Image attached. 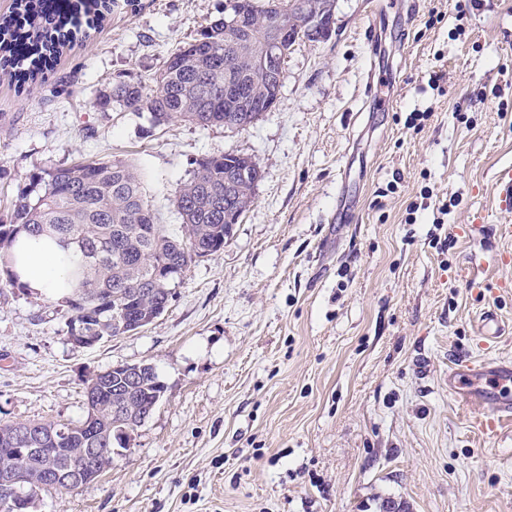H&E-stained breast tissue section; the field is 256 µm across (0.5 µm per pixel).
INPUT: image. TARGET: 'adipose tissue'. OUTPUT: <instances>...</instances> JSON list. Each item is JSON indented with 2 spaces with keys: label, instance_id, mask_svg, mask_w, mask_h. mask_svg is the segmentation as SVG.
<instances>
[{
  "label": "adipose tissue",
  "instance_id": "ef3b65f1",
  "mask_svg": "<svg viewBox=\"0 0 512 512\" xmlns=\"http://www.w3.org/2000/svg\"><path fill=\"white\" fill-rule=\"evenodd\" d=\"M16 253V270L21 282L36 294L56 297L57 287L64 280L66 269L57 260L54 246L24 236Z\"/></svg>",
  "mask_w": 512,
  "mask_h": 512
}]
</instances>
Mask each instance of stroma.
Masks as SVG:
<instances>
[{
	"mask_svg": "<svg viewBox=\"0 0 512 512\" xmlns=\"http://www.w3.org/2000/svg\"><path fill=\"white\" fill-rule=\"evenodd\" d=\"M224 4L117 0L42 79L0 71V220L30 174L88 157L133 163L171 233L196 159L248 155L263 172L223 250L144 328L77 346L55 300L0 288V424L78 420L86 381L115 365L152 364L165 385L102 478L38 492L28 512H380L389 498L512 512V422L481 435L477 403L448 388L458 362L512 360V334L476 340L482 309L512 323V293L466 284L469 255L512 241L457 234L512 224L494 189L512 165V0L463 15L452 0H336L331 35L294 45L279 103L244 130L99 107Z\"/></svg>",
	"mask_w": 512,
	"mask_h": 512,
	"instance_id": "stroma-1",
	"label": "stroma"
}]
</instances>
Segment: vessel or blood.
<instances>
[{
  "label": "vessel or blood",
  "mask_w": 512,
  "mask_h": 512,
  "mask_svg": "<svg viewBox=\"0 0 512 512\" xmlns=\"http://www.w3.org/2000/svg\"><path fill=\"white\" fill-rule=\"evenodd\" d=\"M497 196L502 207L512 208V166L500 169L495 176ZM483 344L500 336L501 324L496 313L484 309L478 317ZM482 382L481 412L477 428L485 435L498 433L503 422L512 421V362L463 363L448 375V388L458 396L470 398L474 382Z\"/></svg>",
  "instance_id": "b4317fda"
}]
</instances>
